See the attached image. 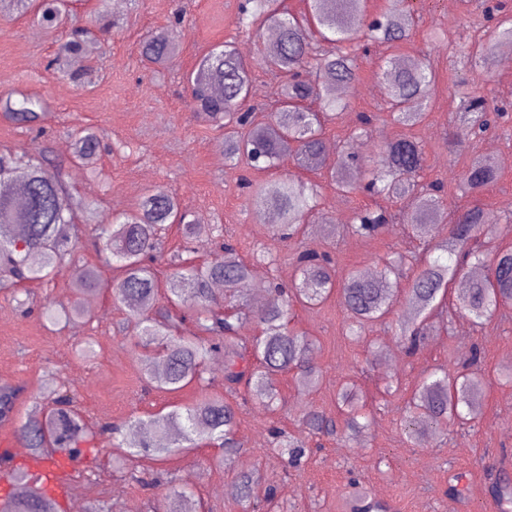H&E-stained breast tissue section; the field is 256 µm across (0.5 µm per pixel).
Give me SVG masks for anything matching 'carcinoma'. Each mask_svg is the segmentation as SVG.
I'll use <instances>...</instances> for the list:
<instances>
[{
	"mask_svg": "<svg viewBox=\"0 0 512 512\" xmlns=\"http://www.w3.org/2000/svg\"><path fill=\"white\" fill-rule=\"evenodd\" d=\"M34 11V19L44 27H64L65 40L48 62L63 78L75 75L61 67V60L83 56L88 50V27L74 13L68 0H0V12L22 16ZM366 0H309V12L298 17L284 0H243L236 24L249 31L266 26L275 29L277 40L260 53L258 61L280 78L279 111L257 115L243 109L249 97L253 61L245 58L231 42L210 48L188 74L190 105L197 115L224 126V162L234 166L241 161L259 159L266 168L290 158L306 171L327 170L339 192L359 186L376 196L405 201L402 220L412 235L435 248L456 253V259L417 263L412 256L399 255L386 262L373 275L351 270L342 281L327 255L313 249L297 252L291 284L275 282L268 289L263 308L254 311L243 303L253 273V263L276 258L259 254L253 262L241 258L236 245L223 238L220 224H198L190 211L167 191L146 193L129 211L109 217L96 199L73 198L62 175L43 164L42 147L30 150H0V183L14 186L22 199L0 195V290L19 288L51 278L67 255L73 207L82 208L86 223L98 231L96 247L102 265L116 272L107 280L96 265L75 269L71 288L74 301L57 306L45 301L42 318L53 326L74 321H90L94 312L83 307L81 298L102 289L112 292L113 300L128 312L126 333L141 352L145 382L168 393H177L191 384L211 386L207 362L224 353V393L208 395L190 407H174L168 413L147 420L134 418L121 429L110 423L88 425L77 400L67 393L53 371L42 382L44 405L19 427L23 447L45 457L64 453L78 462L94 452L91 442L102 433L121 436L119 445L128 455L168 458L180 442L191 446L200 442L220 443L224 455L237 453L241 443L236 435L240 402L253 399L272 410L282 401L277 378L292 375L296 390L311 394L322 382L314 362L316 340L291 324L295 307L312 308L339 292L346 326L358 334L382 321L395 305L403 304L405 322L401 333L415 350L433 331V318L443 312L449 289L466 278L475 267H486L488 276L473 279L468 288L455 296L454 312L483 325L497 317L512 318V249L469 248L472 241H492L494 228L483 210L466 208L448 224V238L434 242L440 224L448 218L447 204L438 187L419 183L424 166V147L417 141L398 138L382 147L383 167L368 180L363 166L343 152L334 165H327L323 127L334 111L345 108L342 91L352 88L358 73V49L365 45H395L411 38L417 24L407 0H386L385 9L375 19L353 26L350 19L363 17ZM512 41V25L505 18L484 32L477 53L484 61L493 58L499 45ZM140 56L149 66L168 67L176 63L178 46L165 30H158L140 43ZM435 74L425 59H389L384 84L391 105L390 117L400 125H413L423 117ZM462 112L471 116L464 135H483L491 124L487 100L465 83L458 85ZM0 111L18 124L33 126L42 119L44 103L35 95L0 97ZM73 162L96 173L94 162L101 154V138L92 126L72 133ZM495 162L489 157L474 161L463 175L464 190L477 192L494 182ZM257 211H273L279 223L271 225L273 235L282 241L294 238L313 217L318 207L317 185L308 179L288 177L270 185L246 183ZM389 223L387 215L364 208L356 211L345 232L358 238H371ZM175 225L181 231L186 257L165 284L166 304L158 306L160 281L153 266L160 252L162 234ZM202 236L219 240L217 258L198 263L192 244ZM415 266L411 278L401 282L404 266ZM216 282L224 284L229 302L213 292ZM195 323V334L184 336L180 326L186 318ZM254 322L258 333L242 338L239 330ZM485 387L480 369L448 373L442 365L417 380L408 401L401 427L407 439L424 445L447 434L449 424L472 427L481 415V396ZM22 389L0 386V421L13 417ZM333 419L313 405L304 406L298 415L300 430L287 440L274 439L268 452L287 456L290 468H298L313 449L311 438L340 436L353 439L371 424L372 413L362 389L353 379L336 391ZM20 482L30 484L27 495L17 498L8 512H58V504L30 483L23 470L14 472ZM236 484L243 512H268L277 509L275 493L262 484L256 471L238 475ZM488 492L499 504L512 503V478L498 474L490 478ZM171 512H202L193 491H173Z\"/></svg>",
	"mask_w": 512,
	"mask_h": 512,
	"instance_id": "obj_1",
	"label": "carcinoma"
}]
</instances>
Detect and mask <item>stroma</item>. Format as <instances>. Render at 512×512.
Here are the masks:
<instances>
[{
	"mask_svg": "<svg viewBox=\"0 0 512 512\" xmlns=\"http://www.w3.org/2000/svg\"><path fill=\"white\" fill-rule=\"evenodd\" d=\"M240 3L140 0L134 10L123 0L121 6L105 12L98 0H74L75 12L97 31L76 84L46 68L64 40L62 30L43 27L26 16H0V96L23 92L44 99L42 142L49 148L50 164L60 167L72 195L98 199L106 213L116 215L132 209L148 190L173 193L199 223L222 225L244 258H252L260 249L278 254L277 269L258 265L265 279L288 283L291 257L304 248L329 252L340 278L353 269L377 270L381 259L394 252L421 261L436 258V251L410 239L406 225L398 220L372 238L346 234L343 226L357 209L379 207L392 213L398 205L362 191L337 193L322 176L316 179L319 209L328 215V223L310 221L298 239L287 243L272 235L265 214L257 212L240 190L239 179L245 175L266 183L298 175V168L288 160L270 170L221 163L222 132L192 112L185 82L199 58L220 42H234L243 56L255 62L267 44V32L237 30ZM410 4L418 16L411 40L360 52L355 91L328 123L324 139L340 150L362 143L361 158L374 162L380 160V147L387 141L404 136L420 142L425 151L422 182L442 183L448 210L483 208L497 226V247L512 248V69L499 63L484 69L475 56L482 30L497 18L485 16L477 0H410ZM161 29L171 32L179 47L178 65L172 69L148 68L140 61L142 39ZM424 54L436 73L425 117L412 127L395 124L381 91L385 62ZM464 79L477 87L495 112L487 133L452 148L448 140L461 110L455 86ZM363 113L374 115L375 122L368 134L358 136L354 129ZM79 125L98 129L107 145L98 160V176L86 175L71 161L70 132ZM488 154L498 168L496 181L480 194L465 193V170L475 157ZM73 226L80 245L49 286L28 284L21 300L0 291V383L25 389L14 421L0 422V439H17L18 424L33 409V395L48 369L58 372L93 423L118 424L164 413L174 405H193L205 393L195 384L175 394L145 389L136 351L113 331L125 311L113 302L111 291L94 294L93 321L71 324L59 333L44 326L38 315L43 301L72 302L74 267L100 261L92 227L85 224L81 211H74ZM402 321L401 309H394L357 338L346 332L338 296L314 310L297 308L294 327L317 341L314 357L322 370L317 392L301 396L290 375L280 376L285 406L271 413L252 402L242 405L237 424L241 448L229 458L222 449L201 445L163 461L143 457L131 461L116 438L104 436L97 443L96 460L76 466L75 505L84 508L100 500L112 512H156L172 488L186 486L209 512H241L233 492L235 477L256 469L276 487L280 512H346L358 488L377 495L389 512H502L486 485L489 472L512 475V384L502 380L512 371V320L477 327L465 316L455 315L447 325L437 326L415 354L407 353L399 336ZM90 336L97 342L96 357L87 361L75 357L73 347ZM475 347L488 376L479 425L449 426L443 444L425 447L408 441L400 420L416 380L440 364L456 370ZM351 378L366 392L373 411L366 432L346 442L323 439L321 449L298 469L287 467L284 458L265 455L271 428L297 432L300 406L310 403L335 414L336 391ZM391 382L397 384V391L385 393ZM452 474L459 478L454 496L446 492Z\"/></svg>",
	"mask_w": 512,
	"mask_h": 512,
	"instance_id": "1",
	"label": "stroma"
}]
</instances>
